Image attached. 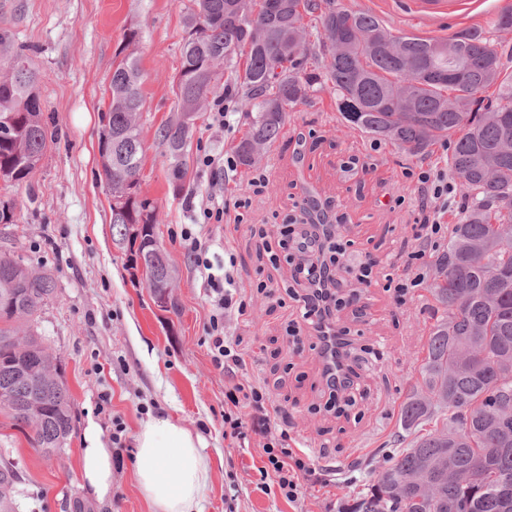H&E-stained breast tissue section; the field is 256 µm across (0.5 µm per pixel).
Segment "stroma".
I'll use <instances>...</instances> for the list:
<instances>
[{
    "label": "stroma",
    "instance_id": "stroma-1",
    "mask_svg": "<svg viewBox=\"0 0 512 512\" xmlns=\"http://www.w3.org/2000/svg\"><path fill=\"white\" fill-rule=\"evenodd\" d=\"M376 16L393 34L448 38L485 24L500 0H478L463 20L426 19L402 0H342ZM191 0H0V30L11 49L0 52V68L12 53H23L40 75L37 91L44 114L58 132L29 184L0 191L12 199L14 224H0V250L34 268L51 270L55 297L38 319L50 352L73 398V431L52 458L32 448L25 435L0 414V454L18 467L20 512H149L132 471V449L141 424L169 417L205 444L211 482L201 512H339L371 484L385 456L400 444V411L419 376L424 343L434 324L427 282L397 296L389 277L402 275L416 251L417 220L424 200L414 193L408 171L427 165L447 169L449 142L433 146L427 161L411 159L391 144L352 128L328 92L292 109L278 141L258 164L269 182L254 196L242 226L213 227L211 249L231 244L234 276L248 291L246 315L228 316L226 326L245 351L234 376L217 369L206 342L210 305L198 274L176 239L194 223L210 199L214 181L229 193L248 192L250 169L230 175L203 167L209 153L233 155L247 127L246 105L235 100L236 122L218 126L211 111L198 113L183 169L158 137L177 114L174 78L180 68ZM138 43H128L129 29ZM137 59L143 95L140 134L141 197L156 208L155 238L176 270L174 306L154 305L136 256L111 224L110 196L99 173V134L108 109L114 66ZM316 207L336 219L345 261L376 265L368 283L345 282L353 301L339 319L354 339L351 364L359 376L352 403L330 409L320 380L317 339L303 324L299 337L286 333L300 311L290 296L287 264L272 266L269 248L278 227ZM261 224L265 235L251 233ZM265 281L268 291L257 290ZM256 380L279 415L273 429L287 428L292 443L323 473L325 484H302L295 501L264 493L261 451L224 437V385L229 379ZM110 393V411H99V396ZM121 417L126 445L112 451V498L101 502L78 487V453L83 431L95 422L111 437Z\"/></svg>",
    "mask_w": 512,
    "mask_h": 512
}]
</instances>
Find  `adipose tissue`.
Returning a JSON list of instances; mask_svg holds the SVG:
<instances>
[{"label": "adipose tissue", "mask_w": 512, "mask_h": 512, "mask_svg": "<svg viewBox=\"0 0 512 512\" xmlns=\"http://www.w3.org/2000/svg\"><path fill=\"white\" fill-rule=\"evenodd\" d=\"M133 469L150 512H201L210 461L190 429L169 418L144 422L135 437ZM78 487L100 501L112 497V451L93 422L79 450Z\"/></svg>", "instance_id": "adipose-tissue-1"}]
</instances>
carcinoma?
Returning a JSON list of instances; mask_svg holds the SVG:
<instances>
[{"label":"carcinoma","instance_id":"carcinoma-1","mask_svg":"<svg viewBox=\"0 0 512 512\" xmlns=\"http://www.w3.org/2000/svg\"><path fill=\"white\" fill-rule=\"evenodd\" d=\"M177 85L180 115L160 130L181 169L194 117L230 71L249 106L236 144L276 141L288 108L325 88L342 118L409 157L456 136L448 166L464 205L430 285L437 314L421 382L401 408L412 437L367 491L341 512H512V51L491 37L512 25V6L486 27L450 38L397 36L377 17L340 0H193ZM141 75L126 57L112 72L100 132L111 223L139 253L157 248L155 208L137 196ZM37 74L22 56L0 73V179L28 181L57 131L44 117ZM56 292L46 270L0 252V412L50 458L72 431V401L37 331ZM16 465L0 457V512H19Z\"/></svg>","mask_w":512,"mask_h":512}]
</instances>
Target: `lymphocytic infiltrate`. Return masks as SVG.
<instances>
[{
  "mask_svg": "<svg viewBox=\"0 0 512 512\" xmlns=\"http://www.w3.org/2000/svg\"><path fill=\"white\" fill-rule=\"evenodd\" d=\"M421 191L430 199L433 218L421 223L416 236L420 247L412 255L413 261L424 260L431 249H438L448 226L444 222L455 198L443 172L419 169L413 173ZM184 242L195 265L211 305V315L205 327L214 366L233 373L245 363L238 341L230 336L224 320L227 314L245 315L248 296L235 281L230 265L213 264L209 247L201 232L182 228ZM343 246L335 225L322 224L308 218L303 224H285L271 252L272 263L287 262L295 279L301 280L305 293L299 296V310L303 321L309 324H336L338 312L344 303L342 260ZM224 435L236 441L255 440L262 450V478L272 480L287 500L298 497L301 481L313 480L316 471L310 466L303 451L294 448L287 432L272 433L270 403L264 388L255 381L236 382L224 389Z\"/></svg>",
  "mask_w": 512,
  "mask_h": 512,
  "instance_id": "1",
  "label": "lymphocytic infiltrate"
}]
</instances>
